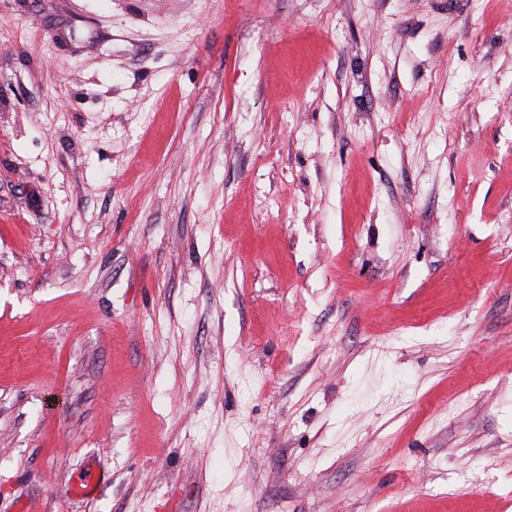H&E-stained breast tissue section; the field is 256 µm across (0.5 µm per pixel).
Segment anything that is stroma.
Wrapping results in <instances>:
<instances>
[{
	"instance_id": "obj_1",
	"label": "stroma",
	"mask_w": 512,
	"mask_h": 512,
	"mask_svg": "<svg viewBox=\"0 0 512 512\" xmlns=\"http://www.w3.org/2000/svg\"><path fill=\"white\" fill-rule=\"evenodd\" d=\"M0 512H512V0H0Z\"/></svg>"
}]
</instances>
